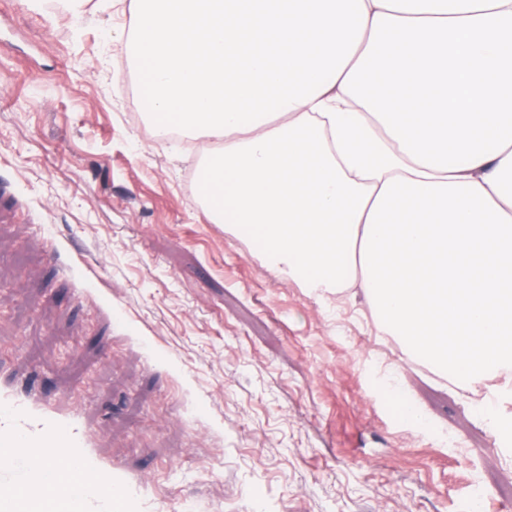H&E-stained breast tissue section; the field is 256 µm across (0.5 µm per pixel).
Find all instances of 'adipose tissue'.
<instances>
[{
  "label": "adipose tissue",
  "instance_id": "obj_1",
  "mask_svg": "<svg viewBox=\"0 0 512 512\" xmlns=\"http://www.w3.org/2000/svg\"><path fill=\"white\" fill-rule=\"evenodd\" d=\"M154 121L212 144L213 221L406 354L512 381V0H132Z\"/></svg>",
  "mask_w": 512,
  "mask_h": 512
}]
</instances>
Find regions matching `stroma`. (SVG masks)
<instances>
[{
  "instance_id": "stroma-1",
  "label": "stroma",
  "mask_w": 512,
  "mask_h": 512,
  "mask_svg": "<svg viewBox=\"0 0 512 512\" xmlns=\"http://www.w3.org/2000/svg\"><path fill=\"white\" fill-rule=\"evenodd\" d=\"M131 0H0V392L73 421L121 512H512V392L433 373L361 288L209 221L205 137L134 105ZM424 426L401 417L402 401Z\"/></svg>"
}]
</instances>
